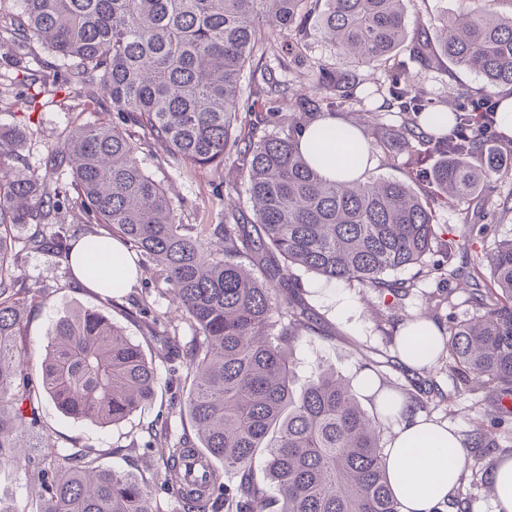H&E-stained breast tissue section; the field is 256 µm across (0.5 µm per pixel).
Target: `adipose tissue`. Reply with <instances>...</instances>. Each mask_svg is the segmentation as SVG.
Wrapping results in <instances>:
<instances>
[{
	"label": "adipose tissue",
	"instance_id": "obj_1",
	"mask_svg": "<svg viewBox=\"0 0 512 512\" xmlns=\"http://www.w3.org/2000/svg\"><path fill=\"white\" fill-rule=\"evenodd\" d=\"M442 334L440 326L430 320L407 322L398 336L403 365L415 370L432 367L435 355L416 353L412 346L418 341L441 345ZM360 382L367 392L375 393L380 411L397 416L386 454L399 512H443L461 477L465 451L460 437L447 424L407 410L397 393L379 390L374 376L363 375Z\"/></svg>",
	"mask_w": 512,
	"mask_h": 512
}]
</instances>
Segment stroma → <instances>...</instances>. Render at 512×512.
Wrapping results in <instances>:
<instances>
[{
    "label": "stroma",
    "mask_w": 512,
    "mask_h": 512,
    "mask_svg": "<svg viewBox=\"0 0 512 512\" xmlns=\"http://www.w3.org/2000/svg\"><path fill=\"white\" fill-rule=\"evenodd\" d=\"M20 13L19 0H0V123L23 127L27 133L22 153L27 173L46 178L50 172L44 166L48 147L57 143L74 119L94 122L98 113L90 111L84 100L58 92L47 104H28L27 73L16 58L20 49L10 41L6 27ZM273 50L261 59L263 67L275 72L278 79L298 89H309L307 79L312 67L320 63L346 70L353 69L357 87L353 97L343 105L344 111L380 112L385 127H399L401 113L381 111L383 93L390 83L387 73L377 68H351L339 59L333 46L317 34H309L303 56H295L292 39L272 36ZM409 78L424 86L437 102H445L448 88L462 85L474 97L492 93L502 100L512 88L486 90L481 77L473 73L445 70L444 67L423 68L406 60ZM139 158L146 172L166 189L181 223L218 224L224 219L225 206H232L241 221L252 223V205L245 188L240 187L233 159L223 167L194 169L167 154L164 148L151 142L143 145ZM512 195V159L508 160L502 177L489 190L479 192L458 205L437 208L435 222L442 239L469 236L477 253L491 251L496 242L512 236V212L500 222L487 226L482 219L486 204ZM20 284L41 289L40 303L28 322L25 358L31 366H39L47 338L56 320L64 312L82 307L102 310L114 322L123 326L132 340L139 342L152 361L158 378L156 400L126 421L100 426L78 421L61 414L52 401L42 404L43 419L60 448L78 444L102 450V467L127 472H139L142 446L149 439L151 426L165 427L171 442L190 428L179 412V402L185 392V361L168 350L164 336L169 321H176V306L167 285L153 268L139 269L135 283L121 296L96 294L74 280L55 254L23 252L13 269ZM401 279H415L416 286L401 303L359 285H343L324 294L314 289L315 275L300 272V297L316 318L314 331L302 332L295 346L294 363L297 384L322 369H331L351 382H358L363 360H371L374 375L387 389L411 397L416 389L411 384L412 373L398 360L397 338L400 328L412 318L421 317L448 326L450 321L471 317L474 309L468 301L473 287H487L490 275L476 281L460 279L451 284L417 276L415 269L397 273ZM429 377L434 389L423 400L424 416L447 422L460 436H468L479 426L497 416L499 410L486 400L483 387L475 390H454L448 379V359L440 357L432 366Z\"/></svg>",
    "instance_id": "35a3bbf8"
}]
</instances>
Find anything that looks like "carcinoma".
I'll list each match as a JSON object with an SVG mask.
<instances>
[{
  "mask_svg": "<svg viewBox=\"0 0 512 512\" xmlns=\"http://www.w3.org/2000/svg\"><path fill=\"white\" fill-rule=\"evenodd\" d=\"M20 2L24 21L11 37L39 39L57 59L54 87L117 121L71 125L47 153L54 180L19 169L24 132L0 123V464L20 467L38 489L37 512H160L152 494L160 465L174 512H207L223 501L231 512H398L382 419L363 407L350 380L322 370L293 390V346L313 324L294 270L396 299L416 286L391 277L399 270L457 275L452 261L470 239L452 238L434 251V208L467 200L501 174L499 157L483 142L485 115L455 111L448 129L412 144V128L388 134L378 113L368 112L359 125L363 137L371 147L406 149L404 176L364 172L327 180L299 139L328 98H291L290 86L255 69L251 85L263 105L243 114L242 78L267 51L269 33L295 37L300 52L312 25L350 63L393 70L385 107L416 124L435 111L434 102L401 78L400 51L425 67L446 60L488 88L511 86L512 13L491 14L477 0H463L456 16L439 18V37L429 48L415 36L404 0ZM312 82L341 101L354 89L349 72L325 64ZM286 100L294 112L283 111ZM262 126L273 131L258 137ZM135 128L189 167L218 168L235 153L254 223L241 224L229 211L224 223L205 224L201 232L179 223L166 190L141 164ZM315 151L347 173L363 164L352 139L338 136ZM434 156L439 161L421 175L419 164ZM64 171L70 176H60ZM422 179L427 189L420 192L415 185ZM73 207L153 264L194 328L182 401L192 433L171 448L165 432L151 430L161 456L138 475L100 466L95 448H55L40 406L47 398L73 419L125 421L157 395V375L142 347L104 313L79 308L56 321L39 377L23 357L40 290L12 277L16 244L69 261L64 211ZM48 225L56 230L46 233ZM92 235L87 254L122 269L123 257L102 250L99 231ZM435 252L438 258L427 262ZM486 266L490 288L469 296L480 315L450 322L442 351L459 383L492 384L497 403L512 397V237L476 256L467 277H482ZM259 455L266 462L261 473ZM216 461L237 472L234 488L224 486ZM192 467L200 480L189 479Z\"/></svg>",
  "mask_w": 512,
  "mask_h": 512,
  "instance_id": "cac0c4a2",
  "label": "carcinoma"
}]
</instances>
